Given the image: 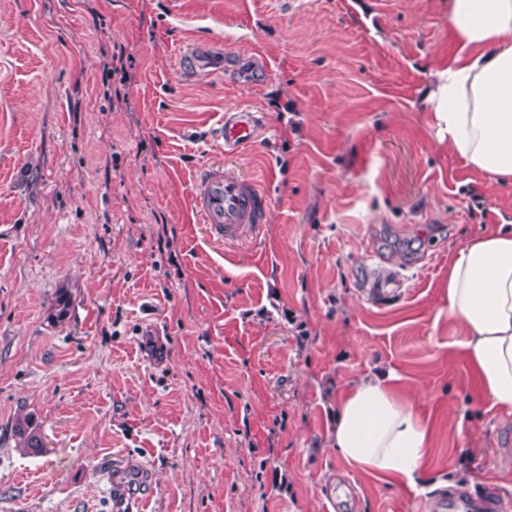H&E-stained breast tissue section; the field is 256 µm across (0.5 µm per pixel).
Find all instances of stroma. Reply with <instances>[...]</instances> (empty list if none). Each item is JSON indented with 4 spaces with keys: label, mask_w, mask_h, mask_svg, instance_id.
<instances>
[{
    "label": "stroma",
    "mask_w": 512,
    "mask_h": 512,
    "mask_svg": "<svg viewBox=\"0 0 512 512\" xmlns=\"http://www.w3.org/2000/svg\"><path fill=\"white\" fill-rule=\"evenodd\" d=\"M194 42L223 45V73L175 71ZM454 46L448 0H0V512H112L116 467L147 476L146 512L512 498V415L444 307L462 240L512 225V182L437 140ZM238 107L259 135L228 155ZM210 163L266 189L257 245L192 211ZM383 368L429 423L434 489L327 446ZM14 433L22 452L36 453L42 448L40 425L31 414H21L15 418Z\"/></svg>",
    "instance_id": "1"
}]
</instances>
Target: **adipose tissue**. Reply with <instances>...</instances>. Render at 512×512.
Masks as SVG:
<instances>
[{
	"label": "adipose tissue",
	"instance_id": "obj_1",
	"mask_svg": "<svg viewBox=\"0 0 512 512\" xmlns=\"http://www.w3.org/2000/svg\"><path fill=\"white\" fill-rule=\"evenodd\" d=\"M448 23L456 50L430 95L438 139L476 170L512 179V0H448ZM445 288L490 407L512 413V226L462 242ZM395 379L379 373L351 389L330 446L349 463L414 485L431 432Z\"/></svg>",
	"mask_w": 512,
	"mask_h": 512
}]
</instances>
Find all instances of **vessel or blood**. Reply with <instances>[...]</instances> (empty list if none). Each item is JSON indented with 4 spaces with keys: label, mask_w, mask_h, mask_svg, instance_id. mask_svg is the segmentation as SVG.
Returning a JSON list of instances; mask_svg holds the SVG:
<instances>
[{
    "label": "vessel or blood",
    "mask_w": 512,
    "mask_h": 512,
    "mask_svg": "<svg viewBox=\"0 0 512 512\" xmlns=\"http://www.w3.org/2000/svg\"><path fill=\"white\" fill-rule=\"evenodd\" d=\"M179 71L197 75L215 73L224 67V51L206 45H194L176 58ZM257 135V123L252 113L234 110L224 115V150L234 153L252 143ZM191 200L196 212L211 230L214 241L233 246L252 239L265 220L268 195L257 181L245 178L210 164L195 177ZM441 512H501L498 498L473 497L459 490L440 500Z\"/></svg>",
    "instance_id": "1"
}]
</instances>
